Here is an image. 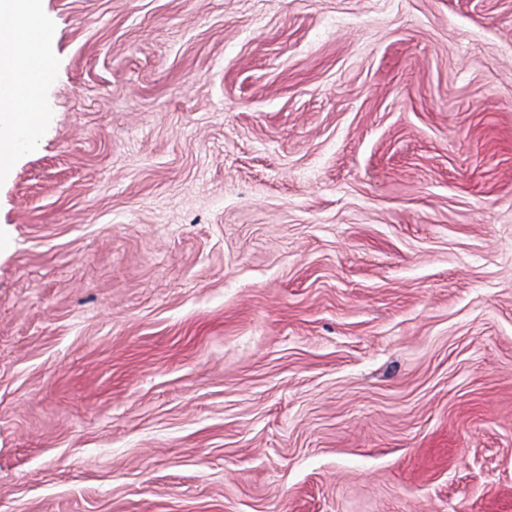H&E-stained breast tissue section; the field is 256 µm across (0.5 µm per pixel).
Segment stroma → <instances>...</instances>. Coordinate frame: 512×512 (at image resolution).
<instances>
[{
    "instance_id": "1",
    "label": "stroma",
    "mask_w": 512,
    "mask_h": 512,
    "mask_svg": "<svg viewBox=\"0 0 512 512\" xmlns=\"http://www.w3.org/2000/svg\"><path fill=\"white\" fill-rule=\"evenodd\" d=\"M43 4L0 512H512V0Z\"/></svg>"
}]
</instances>
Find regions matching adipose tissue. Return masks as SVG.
<instances>
[{
  "label": "adipose tissue",
  "mask_w": 512,
  "mask_h": 512,
  "mask_svg": "<svg viewBox=\"0 0 512 512\" xmlns=\"http://www.w3.org/2000/svg\"><path fill=\"white\" fill-rule=\"evenodd\" d=\"M48 27L41 0H0V172L26 151L13 138L18 121L30 126L45 121L30 107L39 79L36 60L42 51L31 33Z\"/></svg>",
  "instance_id": "1"
}]
</instances>
